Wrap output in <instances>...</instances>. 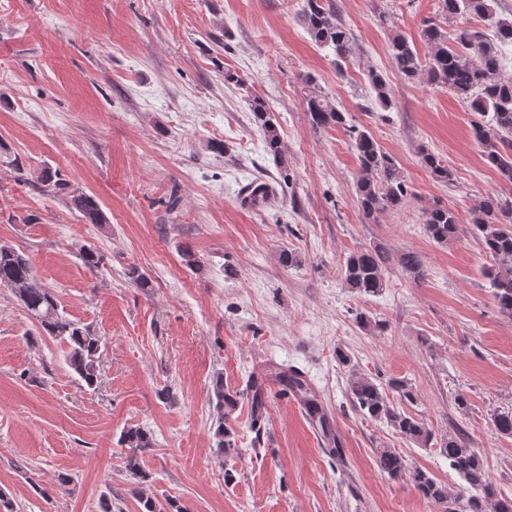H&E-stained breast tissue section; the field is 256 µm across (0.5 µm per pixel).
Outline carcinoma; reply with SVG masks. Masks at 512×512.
Here are the masks:
<instances>
[{"instance_id": "cac0c4a2", "label": "carcinoma", "mask_w": 512, "mask_h": 512, "mask_svg": "<svg viewBox=\"0 0 512 512\" xmlns=\"http://www.w3.org/2000/svg\"><path fill=\"white\" fill-rule=\"evenodd\" d=\"M438 2L439 12L445 18L463 12L480 17L494 28L495 39H487L480 30L462 28L450 41L433 19L422 28V37L431 48L429 61L421 62L414 45L405 36L397 35L390 44L392 62L405 80L412 82L423 76L429 84L446 87L469 102L470 109L479 116L472 123L474 139L482 147L486 161L500 173L505 183L512 185V80L501 76V47L512 46V20L497 17L493 7L495 0ZM301 20L311 38L330 49L336 57V67L342 68L349 56L351 35L332 0H305ZM371 83L379 107L390 109L393 98L386 79L375 73ZM307 105L315 127H342L350 133L358 161L356 202L365 216L377 218L402 208L411 190L396 158L384 151L367 131L347 125V113L337 107L316 96L310 97ZM249 109L263 133L266 152L281 160L280 135L268 103L263 97L254 96L249 99ZM422 160L438 181H452V171L441 157L425 151ZM0 162L17 172L18 181L63 201L84 223H109L99 199L72 188L60 169L50 163L41 162L36 175L30 177L18 159L7 160L1 152ZM471 224L483 250L493 259L484 276L497 307L503 316L512 318V201L498 195L483 198L471 213ZM425 231L434 242L446 244L458 236L460 225L452 209L436 204L426 212ZM78 256L91 271L103 263L102 256L87 246L80 247ZM387 263L385 251L377 244L350 255L342 269L343 286L360 295L381 292L386 286ZM397 264L413 280L424 279L423 261L418 253H401ZM0 287L10 289L32 319L36 327L32 341L47 336L58 342L65 348V362L72 373L87 387H94L99 379V361L104 347L101 337L90 326L70 318L53 289L38 278L26 255L7 243H0ZM275 378L301 397L310 420L322 432H327V415L313 407V399L307 397L308 382L301 378V373L294 369L281 370ZM390 389L401 402L411 405L416 402L415 390L408 382L396 380ZM347 391L355 408L364 415L386 422L402 438L421 448H439L462 483L448 488L430 471L410 466L405 456L393 448L376 450V464L382 472L391 478L408 480L426 500L443 508V512H484L488 503L494 512H512V498L498 496L480 453L470 446L468 439L463 436L437 439L422 419L392 405L379 384L353 369L349 371ZM213 393L217 409L216 447L229 450L236 447L230 420L241 396L250 399L252 426L255 427L266 415L265 393L252 383L246 386L244 393L226 389L219 376L214 379ZM492 425L497 433L512 436V410L494 414ZM121 444L129 449L126 470L137 478L143 477L138 453L152 447L150 433L141 427H130L124 431Z\"/></svg>"}]
</instances>
